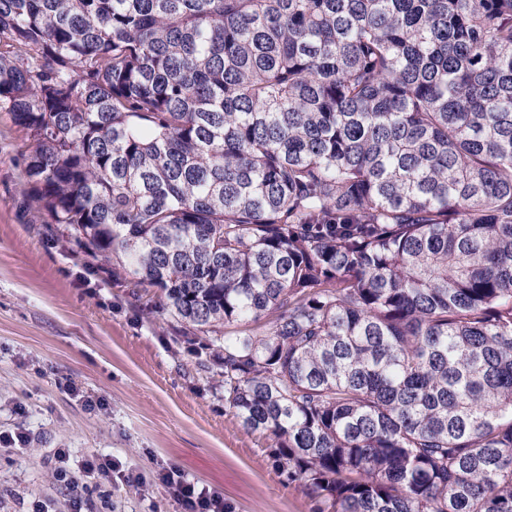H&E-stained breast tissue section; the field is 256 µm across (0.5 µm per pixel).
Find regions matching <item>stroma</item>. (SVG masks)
Segmentation results:
<instances>
[{
	"label": "stroma",
	"instance_id": "stroma-1",
	"mask_svg": "<svg viewBox=\"0 0 512 512\" xmlns=\"http://www.w3.org/2000/svg\"><path fill=\"white\" fill-rule=\"evenodd\" d=\"M27 149L0 111V433L32 437L0 453V512H27L35 498L69 512L52 477L58 448L109 453L145 476L89 491L92 512H182L151 478L160 461L223 494L234 512H313L267 440L244 430L197 373L176 342L179 324L144 311L108 264L41 224L25 192Z\"/></svg>",
	"mask_w": 512,
	"mask_h": 512
}]
</instances>
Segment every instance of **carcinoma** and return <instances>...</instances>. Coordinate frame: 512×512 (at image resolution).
<instances>
[{
  "instance_id": "cac0c4a2",
  "label": "carcinoma",
  "mask_w": 512,
  "mask_h": 512,
  "mask_svg": "<svg viewBox=\"0 0 512 512\" xmlns=\"http://www.w3.org/2000/svg\"><path fill=\"white\" fill-rule=\"evenodd\" d=\"M0 109L314 512H512V0H0Z\"/></svg>"
}]
</instances>
